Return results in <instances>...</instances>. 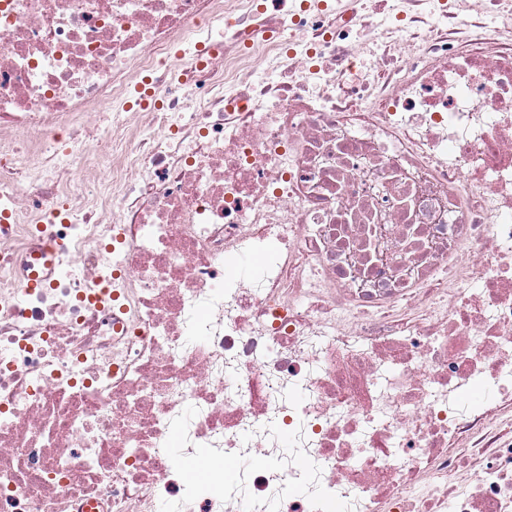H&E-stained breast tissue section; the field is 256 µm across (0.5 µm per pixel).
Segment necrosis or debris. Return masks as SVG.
<instances>
[{
	"label": "necrosis or debris",
	"instance_id": "necrosis-or-debris-1",
	"mask_svg": "<svg viewBox=\"0 0 512 512\" xmlns=\"http://www.w3.org/2000/svg\"><path fill=\"white\" fill-rule=\"evenodd\" d=\"M0 512H512V0H0Z\"/></svg>",
	"mask_w": 512,
	"mask_h": 512
}]
</instances>
